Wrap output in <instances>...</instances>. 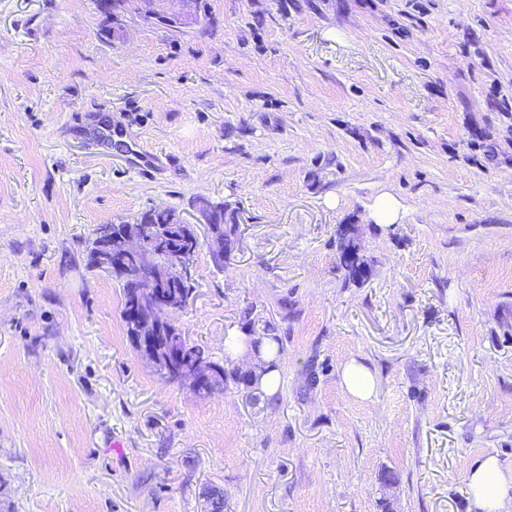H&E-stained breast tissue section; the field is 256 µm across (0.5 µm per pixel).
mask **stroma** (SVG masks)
I'll list each match as a JSON object with an SVG mask.
<instances>
[{
    "label": "stroma",
    "mask_w": 512,
    "mask_h": 512,
    "mask_svg": "<svg viewBox=\"0 0 512 512\" xmlns=\"http://www.w3.org/2000/svg\"><path fill=\"white\" fill-rule=\"evenodd\" d=\"M197 9L108 36L97 0H0V512H475L468 464L512 470V0ZM200 197L240 245L174 320L223 366L278 337L274 396L162 380L86 267L97 225ZM348 248L358 249L357 257L347 258L345 257V251ZM337 250L339 254V265L345 271V277L352 281L364 280L366 276L360 271V265H365L367 261L361 254V246L358 242L357 230L353 224H342L337 231ZM359 262L355 265V262ZM341 380L346 389L360 399H369L374 393L375 377L371 370L356 360L347 362L341 373Z\"/></svg>",
    "instance_id": "obj_1"
}]
</instances>
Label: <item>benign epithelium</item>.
<instances>
[{"label":"benign epithelium","instance_id":"7a95c632","mask_svg":"<svg viewBox=\"0 0 512 512\" xmlns=\"http://www.w3.org/2000/svg\"><path fill=\"white\" fill-rule=\"evenodd\" d=\"M156 8L147 17H169L179 24H193L199 19L193 0H150ZM167 225L147 226L139 222L127 224L123 235L122 260L112 258L104 250L103 241L112 236V225L102 224L93 232L96 241L94 256L100 267L110 271L125 268L129 260L154 268L149 277L128 276L131 288L128 306L130 320L136 328L131 341L155 371L164 378L189 384L195 393L215 394L224 385L215 382L223 367L208 361L205 356L177 357L171 353L159 357L160 344L173 339V329L161 317V312L181 310V294L175 292L192 275V259L201 246L198 235H185V241L174 247Z\"/></svg>","mask_w":512,"mask_h":512}]
</instances>
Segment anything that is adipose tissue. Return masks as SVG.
Instances as JSON below:
<instances>
[{"label": "adipose tissue", "instance_id": "1", "mask_svg": "<svg viewBox=\"0 0 512 512\" xmlns=\"http://www.w3.org/2000/svg\"><path fill=\"white\" fill-rule=\"evenodd\" d=\"M275 351L270 342H263L256 349L248 337L237 336L229 354L250 366L255 389L271 395L278 384V372L271 366ZM468 486L476 512H512V472L504 470L495 456H486L472 467Z\"/></svg>", "mask_w": 512, "mask_h": 512}]
</instances>
